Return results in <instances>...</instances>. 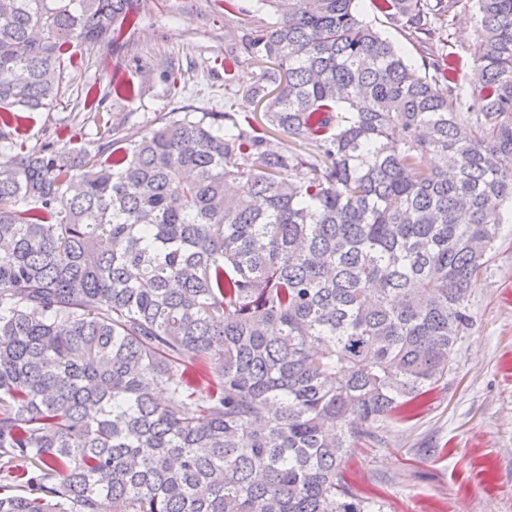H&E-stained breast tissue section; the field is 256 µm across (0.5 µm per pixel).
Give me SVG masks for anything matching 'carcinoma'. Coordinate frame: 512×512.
<instances>
[{
    "mask_svg": "<svg viewBox=\"0 0 512 512\" xmlns=\"http://www.w3.org/2000/svg\"><path fill=\"white\" fill-rule=\"evenodd\" d=\"M139 0H0V126ZM224 0L233 106L0 158V512H385L345 461L448 388L512 222V0ZM437 157L425 168L424 156ZM202 365L177 378L182 356ZM370 2V0H363L361 2V18L379 30L388 40L400 46L412 63H418L419 57L415 47L409 42L405 34L401 30L391 26L385 16L376 11ZM466 4V23L457 27L451 39L453 51L463 59V65L457 73V83L463 89L470 91L473 81V59L471 53L476 38V29L478 27L479 14L476 0H463Z\"/></svg>",
    "mask_w": 512,
    "mask_h": 512,
    "instance_id": "obj_1",
    "label": "carcinoma"
}]
</instances>
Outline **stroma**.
Returning <instances> with one entry per match:
<instances>
[{"label":"stroma","mask_w":512,"mask_h":512,"mask_svg":"<svg viewBox=\"0 0 512 512\" xmlns=\"http://www.w3.org/2000/svg\"><path fill=\"white\" fill-rule=\"evenodd\" d=\"M464 2L467 20L452 45L463 59L457 83L467 90L479 14L476 0ZM122 42L83 61L54 107L19 112L0 154L47 143L87 146L97 114L119 127L127 144L168 113L223 111L225 76L243 89L259 72L224 61V0H142ZM169 66L181 75L174 89ZM471 309L475 323L458 347L447 390L418 418L384 424L380 443L348 462L355 484L387 495L392 512H512V223L501 227Z\"/></svg>","instance_id":"35a3bbf8"}]
</instances>
